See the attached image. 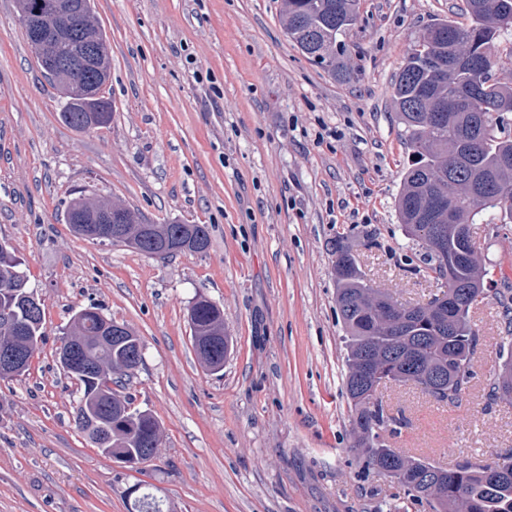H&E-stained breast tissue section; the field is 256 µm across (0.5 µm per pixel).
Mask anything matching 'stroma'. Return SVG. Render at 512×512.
<instances>
[{
    "label": "stroma",
    "instance_id": "stroma-1",
    "mask_svg": "<svg viewBox=\"0 0 512 512\" xmlns=\"http://www.w3.org/2000/svg\"><path fill=\"white\" fill-rule=\"evenodd\" d=\"M111 47L110 125H66L15 0H0V242L43 301L46 336L29 370L0 380V512H129L156 486L172 512H386L397 485L365 474L352 447L337 238L370 283L403 303L440 288L404 235L398 194L411 150L392 100L407 52L463 0H359L340 78L289 41L285 0H94ZM85 196L155 224H204L202 252L155 258L76 236ZM473 233L497 286H512V223L483 213ZM224 311L221 372L192 347L188 309ZM126 324L143 363L126 391L158 419L144 472L100 454L74 423L80 387L56 358L75 311ZM480 336L460 405L409 385L381 398L396 448L448 464L512 450V401L488 403L499 309Z\"/></svg>",
    "mask_w": 512,
    "mask_h": 512
}]
</instances>
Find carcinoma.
Masks as SVG:
<instances>
[{
  "mask_svg": "<svg viewBox=\"0 0 512 512\" xmlns=\"http://www.w3.org/2000/svg\"><path fill=\"white\" fill-rule=\"evenodd\" d=\"M466 21L452 18L431 25L410 49L395 76L392 98L408 133L413 152L411 166L403 176L397 208L407 236L417 241L429 257L430 270L444 280L440 302L434 296L425 304L404 305L386 292L368 284L357 267L346 240L336 239V311L346 332L345 387L351 408L352 448L363 468L378 473L394 461L391 479L402 494L390 506L391 512H412L425 505L429 512H512V454L502 461L488 462L463 457L450 467L432 464L389 444L400 421L378 397L381 387L413 384L430 399L448 405L462 402L473 377V363L480 338L473 328L471 313L488 299L490 289L478 286L475 270L454 259L459 243L446 233L425 239L418 217L437 223L431 212L432 200L444 199L454 209L457 222L475 224L483 212L496 210L512 220V138L499 136L505 128V114L512 112V80L503 82L492 74V58L500 32L512 27V0H465ZM358 19V0H287L285 30L288 38L312 62L334 75L348 71L343 36ZM327 45L336 47L331 57L322 55ZM458 46L469 49L472 62L459 64ZM57 56L80 66L81 46L64 37L56 44ZM429 95L443 99L445 124L427 129L416 106ZM96 102L81 94L66 97L62 119L73 128L88 130L80 117L94 110ZM503 177L507 190L471 203L465 197H448V182L461 188L479 175ZM161 233L175 237L188 229L203 235L205 251L210 242L204 224H157ZM448 260L447 278L440 275L442 260ZM21 262L0 243V326L21 328L11 346L32 356L31 339L45 336L44 313L33 315ZM496 304L502 309L499 343L501 365L488 385L490 402L512 398V288H497ZM389 313L393 323L378 322L375 309ZM192 341L224 327V312L204 296L188 311ZM110 318L89 306L77 311L69 331L80 342L77 357L97 370L79 374L67 371L78 381L81 396L74 422L105 456L140 470L152 460L146 448H158L160 425L148 410L131 408L130 399L117 394L112 385L116 375H125L142 364L139 339L116 343L105 336ZM434 373L443 375L448 392L439 395L431 383ZM410 463L403 465V458ZM134 512H167L163 500L150 484H141L134 496Z\"/></svg>",
  "mask_w": 512,
  "mask_h": 512,
  "instance_id": "obj_1",
  "label": "carcinoma"
}]
</instances>
